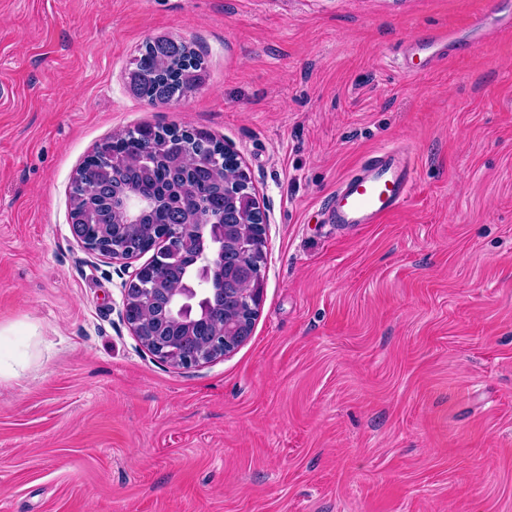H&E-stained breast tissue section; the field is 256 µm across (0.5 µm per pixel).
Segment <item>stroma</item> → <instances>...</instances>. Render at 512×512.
Returning a JSON list of instances; mask_svg holds the SVG:
<instances>
[{"instance_id":"35a3bbf8","label":"stroma","mask_w":512,"mask_h":512,"mask_svg":"<svg viewBox=\"0 0 512 512\" xmlns=\"http://www.w3.org/2000/svg\"><path fill=\"white\" fill-rule=\"evenodd\" d=\"M512 0H0V512H512ZM438 28L446 60L404 72ZM204 82L152 106L143 45ZM224 140L267 215L249 339L190 369L121 316L128 268L70 230L84 159L138 126ZM414 152L382 224L327 221ZM457 33L448 30L434 32L426 41L409 38L403 44V68L410 74H426L436 61L448 56ZM417 59V62L414 59ZM134 65L130 90L150 104L180 100L202 82L205 71L199 53L171 38L146 42ZM413 176L408 148L377 152L336 186L327 204L332 224H382L405 203Z\"/></svg>"}]
</instances>
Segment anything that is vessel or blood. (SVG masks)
Here are the masks:
<instances>
[{
	"label": "vessel or blood",
	"instance_id": "1",
	"mask_svg": "<svg viewBox=\"0 0 512 512\" xmlns=\"http://www.w3.org/2000/svg\"><path fill=\"white\" fill-rule=\"evenodd\" d=\"M456 32L439 30L428 40L407 39L403 44L404 69L427 73L447 56ZM414 162L406 148L382 150L362 162L337 185L328 208L335 224H380L403 205L413 183Z\"/></svg>",
	"mask_w": 512,
	"mask_h": 512
}]
</instances>
